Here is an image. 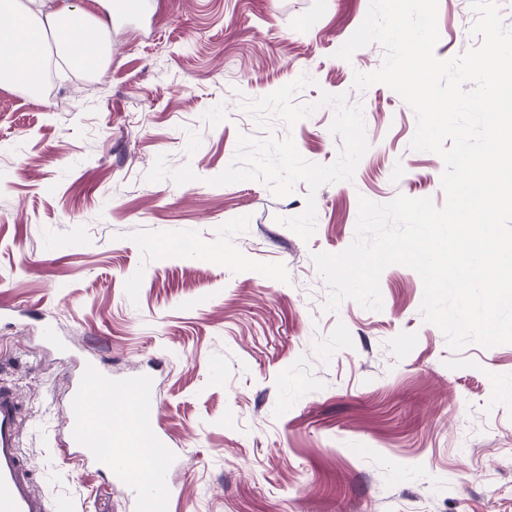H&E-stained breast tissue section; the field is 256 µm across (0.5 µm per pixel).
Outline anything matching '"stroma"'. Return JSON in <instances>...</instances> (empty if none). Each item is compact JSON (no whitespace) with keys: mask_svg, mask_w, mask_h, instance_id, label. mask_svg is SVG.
<instances>
[{"mask_svg":"<svg viewBox=\"0 0 512 512\" xmlns=\"http://www.w3.org/2000/svg\"><path fill=\"white\" fill-rule=\"evenodd\" d=\"M369 0H150L107 25L108 61L51 94L0 87V381L20 403L36 488L74 512H134L127 487L78 461L62 426L69 384L94 361L153 375L156 425L174 450L170 512H512V344L453 353L419 308L423 283L393 264L381 310L329 289L314 254L353 240L358 199L431 198L442 158L411 150L413 110L388 86L353 87L376 43L337 50ZM469 0H439L434 53L479 46ZM363 110L354 177L322 186L310 240L282 225L308 192L209 180L239 135L293 138L309 161L341 145L324 106L260 128L241 107L301 76ZM196 180L145 179L157 156Z\"/></svg>","mask_w":512,"mask_h":512,"instance_id":"35a3bbf8","label":"stroma"}]
</instances>
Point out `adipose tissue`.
Segmentation results:
<instances>
[{
	"label": "adipose tissue",
	"mask_w": 512,
	"mask_h": 512,
	"mask_svg": "<svg viewBox=\"0 0 512 512\" xmlns=\"http://www.w3.org/2000/svg\"><path fill=\"white\" fill-rule=\"evenodd\" d=\"M53 33L60 47L74 53L79 35L97 34L87 11L70 0H30L9 10L0 6V85H18L36 90L30 68L42 64L43 33Z\"/></svg>",
	"instance_id": "1"
}]
</instances>
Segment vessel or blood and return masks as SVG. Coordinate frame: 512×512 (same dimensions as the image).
Segmentation results:
<instances>
[{
  "label": "vessel or blood",
  "mask_w": 512,
  "mask_h": 512,
  "mask_svg": "<svg viewBox=\"0 0 512 512\" xmlns=\"http://www.w3.org/2000/svg\"><path fill=\"white\" fill-rule=\"evenodd\" d=\"M155 415L154 385L148 377L114 380L90 362L72 385L68 445L84 462L108 469L114 482L129 486L135 512H167L173 496L163 469L171 450L155 429ZM18 417L15 392L0 384V512H47L21 452ZM139 443L153 450L145 482L135 475Z\"/></svg>",
  "instance_id": "b4317fda"
}]
</instances>
